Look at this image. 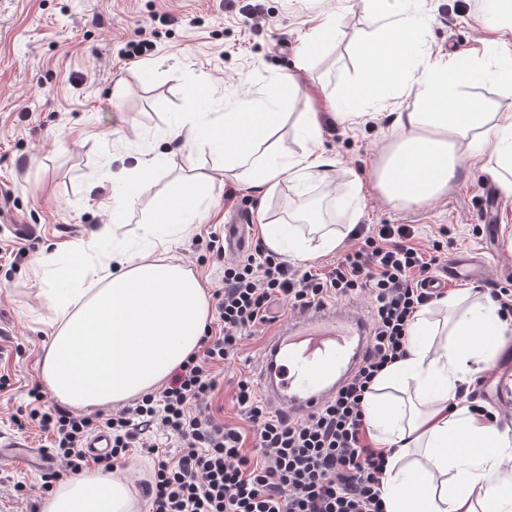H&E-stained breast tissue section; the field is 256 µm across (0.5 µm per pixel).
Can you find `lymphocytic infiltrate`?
<instances>
[{
    "label": "lymphocytic infiltrate",
    "instance_id": "1",
    "mask_svg": "<svg viewBox=\"0 0 512 512\" xmlns=\"http://www.w3.org/2000/svg\"><path fill=\"white\" fill-rule=\"evenodd\" d=\"M352 238L325 272L291 266L259 243L228 259L223 245L210 240L225 260L222 285L212 294L221 327L202 337L201 353L180 364L162 391L115 413L78 414L44 407L40 386L29 389V417L50 436V454L61 463L42 474L43 488L91 465L114 470L137 448L153 461L145 484L149 512H385L386 453L365 440V396L381 371L407 357L414 316L437 300L430 285L448 268L442 241L422 249L408 224L358 227ZM361 292L371 300L369 346L317 413L294 419L272 412L242 380L235 400L245 427L217 419L212 368L234 357L246 333L274 323L273 304L301 312ZM153 428L177 439V454L152 442ZM102 431L112 436L110 453L87 456V440Z\"/></svg>",
    "mask_w": 512,
    "mask_h": 512
}]
</instances>
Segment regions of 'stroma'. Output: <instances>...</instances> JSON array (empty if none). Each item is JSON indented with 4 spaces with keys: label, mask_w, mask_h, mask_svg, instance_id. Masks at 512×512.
I'll list each match as a JSON object with an SVG mask.
<instances>
[{
    "label": "stroma",
    "mask_w": 512,
    "mask_h": 512,
    "mask_svg": "<svg viewBox=\"0 0 512 512\" xmlns=\"http://www.w3.org/2000/svg\"><path fill=\"white\" fill-rule=\"evenodd\" d=\"M413 7L432 19L422 34L423 52L454 56L485 37L475 21L482 0H415ZM328 13L340 17L335 41L306 69H296L300 35ZM143 26L156 31L154 50L133 63L121 59L122 42ZM367 29L359 0H0V199L6 201L0 248L29 249L17 263L0 258V375L9 378L0 387V432L34 448H48L50 442L28 416V391L40 381L41 351L52 331L38 295L40 255L67 249L108 223L114 230L102 240L103 249L120 244L146 250L139 224L169 189L194 180L211 207L171 254L211 292L221 286L224 267L207 244L210 235H223L225 211L249 208L251 235L257 238L261 219H287L300 199L331 207L319 184L301 198L285 187L262 199L225 179L222 157L207 151L193 152L176 167L159 163L151 186L122 215L113 216L107 202L113 177L133 176L138 160L155 150H177L176 126L189 110L222 112L264 95L274 73L293 74L302 89L291 111H307L309 96L322 91L340 96L362 66L357 38ZM194 82L208 83L213 95L192 107L184 88ZM364 109L368 119L352 129L320 116L322 147L339 161L337 183L357 178L365 183L363 223L412 225L423 245L444 227L448 259L470 255L487 263V279L449 284L446 295L469 287L480 297L505 282L502 263L512 260L506 247L512 197H500L497 209L487 210L486 188L493 179L481 165L466 161L457 185L430 205L385 201L369 179L390 115L376 104ZM18 224L31 225V234L16 235ZM274 313L271 328L244 337L238 356L216 368L213 405L227 424L243 426L233 399L237 383L255 381L267 338L295 318L285 306ZM486 376L499 398L481 403L501 412L502 427L512 429L511 343ZM43 497L38 470L0 460V512H30Z\"/></svg>",
    "instance_id": "stroma-1"
}]
</instances>
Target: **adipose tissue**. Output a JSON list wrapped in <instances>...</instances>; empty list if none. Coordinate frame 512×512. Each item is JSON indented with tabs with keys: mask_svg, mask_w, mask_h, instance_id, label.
<instances>
[{
	"mask_svg": "<svg viewBox=\"0 0 512 512\" xmlns=\"http://www.w3.org/2000/svg\"><path fill=\"white\" fill-rule=\"evenodd\" d=\"M409 4L361 0L372 26L359 45L365 64L343 97L326 99L325 110L351 127L363 119V104L385 102L387 88L415 96L419 110L396 113L371 172L374 188L388 202L421 207L439 200L467 159L481 162L511 196L512 113L485 111L462 87L489 80L500 96L512 98V0H485L478 18L487 34L484 47L461 59L422 53L421 34L430 19ZM299 91L295 81L273 76L264 97L214 119L180 124L184 145L223 155L227 177L267 196L285 183L298 190L330 183L336 161L321 147L320 112H300L292 120L285 112ZM288 120L300 141L295 152L278 136ZM360 193L355 186L337 198L331 226L262 224L267 247L295 262L335 251L342 241L337 225H355L361 216ZM200 199L192 181L170 194L140 226L148 251L116 247L96 261L97 238L75 244L65 271L68 288L51 278L57 255L39 258L40 295L53 314L40 375L57 401L87 409L152 392L198 350L208 296L196 275L168 252L186 229L185 217L199 216ZM439 304L459 310L448 334H441L429 310L418 311L408 356L385 369L366 397L374 438L388 451L381 487L386 512H512L506 471L512 433L453 401L459 385L495 362L512 321L487 300L464 310L455 298ZM439 334L444 342L433 343ZM131 509L125 479L89 470L62 481L45 497L42 512Z\"/></svg>",
	"mask_w": 512,
	"mask_h": 512,
	"instance_id": "ef3b65f1",
	"label": "adipose tissue"
}]
</instances>
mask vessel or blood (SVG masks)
Returning a JSON list of instances; mask_svg holds the SVG:
<instances>
[{
    "instance_id": "obj_1",
    "label": "vessel or blood",
    "mask_w": 512,
    "mask_h": 512,
    "mask_svg": "<svg viewBox=\"0 0 512 512\" xmlns=\"http://www.w3.org/2000/svg\"><path fill=\"white\" fill-rule=\"evenodd\" d=\"M369 334L363 318L337 307L304 311L266 341L259 393L292 417L316 411L358 363ZM0 456L23 457L43 468L53 464L47 454L21 450L19 442L5 433H0Z\"/></svg>"
}]
</instances>
